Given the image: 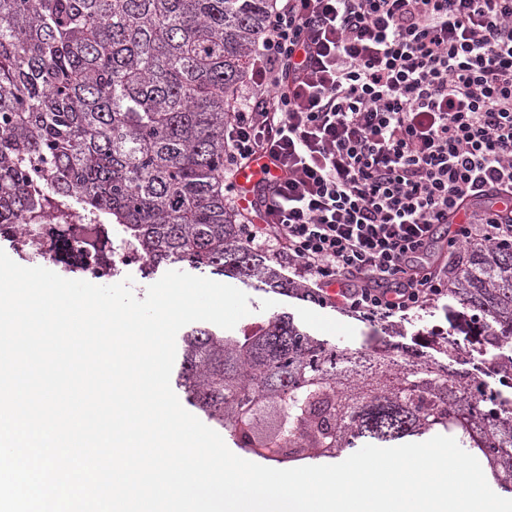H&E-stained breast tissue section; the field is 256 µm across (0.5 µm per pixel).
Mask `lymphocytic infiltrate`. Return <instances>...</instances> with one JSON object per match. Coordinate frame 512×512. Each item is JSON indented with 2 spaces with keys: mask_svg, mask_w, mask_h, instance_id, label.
Wrapping results in <instances>:
<instances>
[{
  "mask_svg": "<svg viewBox=\"0 0 512 512\" xmlns=\"http://www.w3.org/2000/svg\"><path fill=\"white\" fill-rule=\"evenodd\" d=\"M224 145L243 243L318 303L447 296L443 248H512V0H277ZM259 154L277 174L244 207ZM269 164L267 158H257L243 167L236 178L238 188L243 198V204L254 199V190L258 183L265 177L264 169Z\"/></svg>",
  "mask_w": 512,
  "mask_h": 512,
  "instance_id": "obj_1",
  "label": "lymphocytic infiltrate"
}]
</instances>
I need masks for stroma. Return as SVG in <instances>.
Wrapping results in <instances>:
<instances>
[{
	"label": "stroma",
	"mask_w": 512,
	"mask_h": 512,
	"mask_svg": "<svg viewBox=\"0 0 512 512\" xmlns=\"http://www.w3.org/2000/svg\"><path fill=\"white\" fill-rule=\"evenodd\" d=\"M242 290L249 297L251 309L244 318L245 323L260 324L274 314L286 312L303 330L340 350L405 344L427 353L431 350L425 342L427 334L448 325L445 304L441 301L404 316L369 320L333 306L318 305L308 298L290 297L275 289L246 284Z\"/></svg>",
	"instance_id": "obj_1"
}]
</instances>
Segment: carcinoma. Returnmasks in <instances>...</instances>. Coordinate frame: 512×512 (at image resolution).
<instances>
[{
    "mask_svg": "<svg viewBox=\"0 0 512 512\" xmlns=\"http://www.w3.org/2000/svg\"><path fill=\"white\" fill-rule=\"evenodd\" d=\"M273 4L0 0V225L54 216L41 247L70 270L72 225L103 237L119 224L146 276L182 263L307 295L243 246L224 206V125ZM447 315L471 337L448 341L447 358L476 353L512 389V251H468ZM178 378L191 405L259 457L334 458L443 429L512 493V394L482 399L412 349L338 352L274 315L240 336L191 330Z\"/></svg>",
    "mask_w": 512,
    "mask_h": 512,
    "instance_id": "obj_1",
    "label": "carcinoma"
}]
</instances>
